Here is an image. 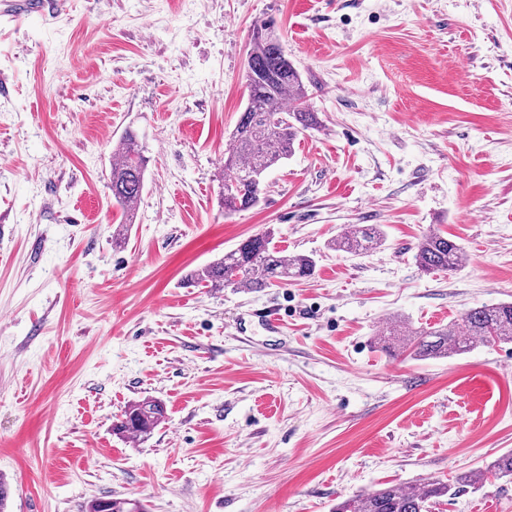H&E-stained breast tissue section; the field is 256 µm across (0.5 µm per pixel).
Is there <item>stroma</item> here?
Segmentation results:
<instances>
[{"label":"stroma","mask_w":512,"mask_h":512,"mask_svg":"<svg viewBox=\"0 0 512 512\" xmlns=\"http://www.w3.org/2000/svg\"><path fill=\"white\" fill-rule=\"evenodd\" d=\"M280 35L319 128L225 215L217 175L255 24ZM148 159L132 224L112 153ZM378 224L383 246L332 242ZM123 239L113 244L116 227ZM273 228L312 278L187 281ZM454 235V272L415 263ZM512 301V0H63L0 21V478L8 512H332L512 450V343L451 358L377 344ZM153 398L144 441L112 422ZM437 512H512V481ZM414 259L420 269L426 273H449L462 266L465 252L456 240L433 230L426 233L419 241Z\"/></svg>","instance_id":"stroma-1"}]
</instances>
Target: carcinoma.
<instances>
[{"instance_id": "cac0c4a2", "label": "carcinoma", "mask_w": 512, "mask_h": 512, "mask_svg": "<svg viewBox=\"0 0 512 512\" xmlns=\"http://www.w3.org/2000/svg\"><path fill=\"white\" fill-rule=\"evenodd\" d=\"M247 104L232 132V148L224 157V213L257 205L263 193L265 173L288 159L299 134L320 125L318 113L306 102L301 75L288 60L279 36L266 24L253 28L245 72ZM147 157L133 132L125 133L112 155V198L122 210H135L144 188ZM274 231L247 238L224 256L190 273L188 281L206 288L257 290L314 275L316 260L310 255H286L272 243ZM385 242L376 224H357L333 240L334 249L352 256L370 252ZM426 273L453 272L465 252L460 243L439 231L426 233L414 255ZM379 342L390 352L416 360L446 358L470 351L476 344L512 343V302L484 304L468 310L458 322L413 331L395 320L383 328ZM166 418L164 405L145 398L125 407L113 424L115 434L145 441ZM512 478V451L469 472L450 484L428 479L412 485H391L361 491L343 498L335 512H434L442 499L456 496L468 486H483ZM109 512H131L138 505L126 499L97 498L85 512H100L103 501Z\"/></svg>"}]
</instances>
